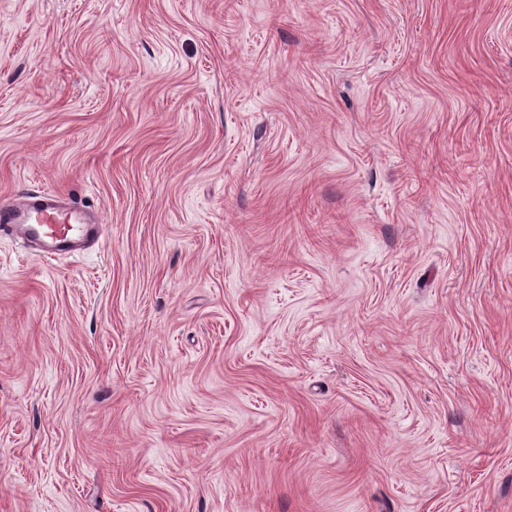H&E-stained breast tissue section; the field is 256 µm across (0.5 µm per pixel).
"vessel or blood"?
<instances>
[{
	"label": "vessel or blood",
	"instance_id": "obj_1",
	"mask_svg": "<svg viewBox=\"0 0 512 512\" xmlns=\"http://www.w3.org/2000/svg\"><path fill=\"white\" fill-rule=\"evenodd\" d=\"M60 197L45 193L23 205L7 204L0 200V233L10 232L38 241L43 258L59 254L60 244H68L70 251H78L83 242L99 241L102 236V217L87 218L84 210H70L68 221L55 223Z\"/></svg>",
	"mask_w": 512,
	"mask_h": 512
}]
</instances>
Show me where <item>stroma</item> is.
I'll return each instance as SVG.
<instances>
[{
	"label": "stroma",
	"instance_id": "stroma-1",
	"mask_svg": "<svg viewBox=\"0 0 512 512\" xmlns=\"http://www.w3.org/2000/svg\"><path fill=\"white\" fill-rule=\"evenodd\" d=\"M0 512H512V0H0ZM59 193H45L24 205H7L9 199L0 200V233L22 235L41 244V254L52 259L56 254L75 252L85 241L100 242L103 218L98 215L87 219L84 210L73 208L68 215L69 224H50L59 213ZM36 224V225H34ZM68 243L67 249L58 247Z\"/></svg>",
	"mask_w": 512,
	"mask_h": 512
}]
</instances>
